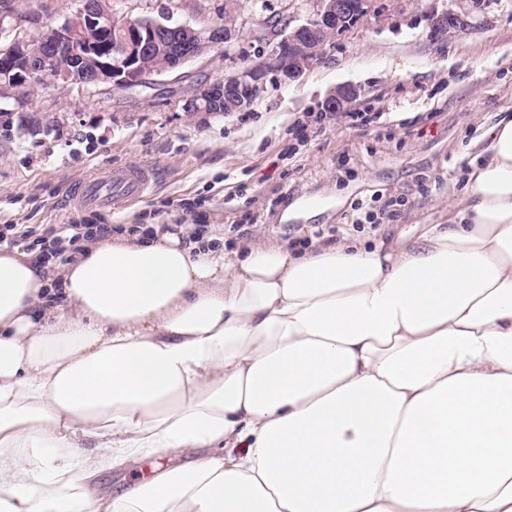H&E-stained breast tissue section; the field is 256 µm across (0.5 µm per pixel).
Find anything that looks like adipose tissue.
I'll use <instances>...</instances> for the list:
<instances>
[{
	"label": "adipose tissue",
	"instance_id": "adipose-tissue-1",
	"mask_svg": "<svg viewBox=\"0 0 512 512\" xmlns=\"http://www.w3.org/2000/svg\"><path fill=\"white\" fill-rule=\"evenodd\" d=\"M0 512H512V114L394 245L0 249ZM170 464V456L161 453L157 457L141 462L129 463L123 470L104 465L99 472L98 483L101 491L127 490L132 488L141 476H150L152 471Z\"/></svg>",
	"mask_w": 512,
	"mask_h": 512
}]
</instances>
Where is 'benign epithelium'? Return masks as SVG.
<instances>
[{
    "instance_id": "1",
    "label": "benign epithelium",
    "mask_w": 512,
    "mask_h": 512,
    "mask_svg": "<svg viewBox=\"0 0 512 512\" xmlns=\"http://www.w3.org/2000/svg\"><path fill=\"white\" fill-rule=\"evenodd\" d=\"M312 12L305 22L292 25L287 11L267 22L251 16L257 31L269 37V50L260 61L224 72L193 86L183 108L207 122L215 113L231 114L249 109L263 91L267 75L278 73L288 81L298 80L325 47L361 23L377 0H311ZM115 0H80L74 14L48 26L35 39L15 31L0 49L15 75L0 81V100H22L50 84L110 93L134 91L161 77L182 70L186 64L206 57L211 48L224 45L234 51L239 38L240 4L225 0L224 23L206 29L175 23L166 13L162 19L127 17L121 36L112 42L119 9ZM432 33L450 37L466 25L458 13L445 10L426 14ZM355 96L351 88H339L326 101V110L338 112Z\"/></svg>"
}]
</instances>
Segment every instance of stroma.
Here are the masks:
<instances>
[{"instance_id": "stroma-1", "label": "stroma", "mask_w": 512, "mask_h": 512, "mask_svg": "<svg viewBox=\"0 0 512 512\" xmlns=\"http://www.w3.org/2000/svg\"><path fill=\"white\" fill-rule=\"evenodd\" d=\"M225 0H123L125 15L206 28ZM72 0H0V18L35 34L63 21ZM452 10L466 25L435 38L423 13ZM243 29L234 57L214 47L185 78L109 94L48 86L0 101V225L217 224L225 250L308 238L396 242L442 223L463 197L467 162L512 112V0H380L297 81L269 73L248 111L199 123L182 109L196 82L264 57ZM349 85L371 123L325 115ZM153 169L149 194L123 208L75 204L79 182L115 167ZM169 455L103 466L101 491L132 488Z\"/></svg>"}]
</instances>
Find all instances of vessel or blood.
<instances>
[{
    "label": "vessel or blood",
    "instance_id": "vessel-or-blood-1",
    "mask_svg": "<svg viewBox=\"0 0 512 512\" xmlns=\"http://www.w3.org/2000/svg\"><path fill=\"white\" fill-rule=\"evenodd\" d=\"M152 180L153 174L147 168H116L84 182L79 195L83 203L119 209L130 201L143 198Z\"/></svg>",
    "mask_w": 512,
    "mask_h": 512
}]
</instances>
